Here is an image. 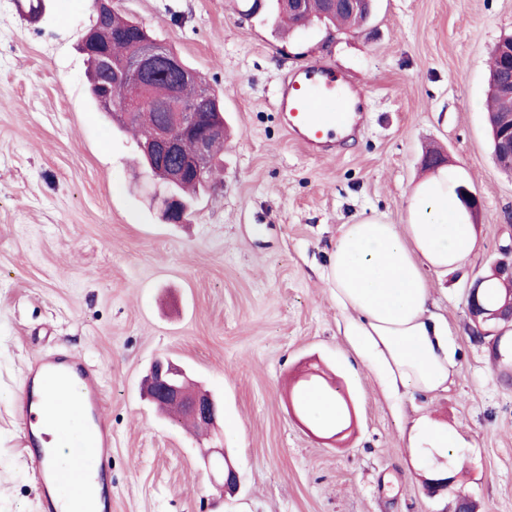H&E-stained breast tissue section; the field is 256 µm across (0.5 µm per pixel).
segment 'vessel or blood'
<instances>
[{
    "mask_svg": "<svg viewBox=\"0 0 512 512\" xmlns=\"http://www.w3.org/2000/svg\"><path fill=\"white\" fill-rule=\"evenodd\" d=\"M344 76L312 64L281 82L275 101L288 137L307 153L331 156L364 118L367 86L343 92ZM101 380L69 352L40 357L27 369L17 417L25 459L32 468L42 512H112L101 495L90 503L88 490L106 484L112 433L102 412Z\"/></svg>",
    "mask_w": 512,
    "mask_h": 512,
    "instance_id": "vessel-or-blood-1",
    "label": "vessel or blood"
}]
</instances>
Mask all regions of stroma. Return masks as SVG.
Returning a JSON list of instances; mask_svg holds the SVG:
<instances>
[{"instance_id":"obj_1","label":"stroma","mask_w":512,"mask_h":512,"mask_svg":"<svg viewBox=\"0 0 512 512\" xmlns=\"http://www.w3.org/2000/svg\"><path fill=\"white\" fill-rule=\"evenodd\" d=\"M116 10L202 75L224 102L218 174L167 223L130 133L91 100L80 39L90 0H45L40 19L0 0V512H40L18 446L25 371L65 350L96 368L112 430V512H512V369L471 334L466 291L512 241V174L487 121L488 62L512 37V0H377L370 22L293 34L224 0H115ZM320 62L369 87L366 121L335 156L290 141L273 108L294 70ZM441 150L481 199L477 251L432 274L459 349L448 392L393 407L343 338L325 282L341 224L407 221ZM165 357L223 406L200 434L142 394ZM321 376L346 409L334 435L299 410ZM429 415L467 442L442 495L404 434ZM224 449L236 493L211 482Z\"/></svg>"}]
</instances>
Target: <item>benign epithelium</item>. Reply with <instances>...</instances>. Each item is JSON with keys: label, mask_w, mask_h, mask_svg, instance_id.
Instances as JSON below:
<instances>
[{"label": "benign epithelium", "mask_w": 512, "mask_h": 512, "mask_svg": "<svg viewBox=\"0 0 512 512\" xmlns=\"http://www.w3.org/2000/svg\"><path fill=\"white\" fill-rule=\"evenodd\" d=\"M161 65L176 74L178 83L172 85L168 92L153 137L142 143L140 149L146 161V175L166 188L161 198L163 217L167 222L177 224L189 214L190 206L175 193V188L190 178L204 183L210 180L211 146L224 138V126L203 120L181 99L178 85L196 83V72L188 68L177 54L151 37L139 40L122 64L129 106L135 107L145 100L155 71ZM187 139L194 141V149L190 152L183 151V141ZM493 148L498 155L512 156V113L502 116L493 126ZM493 266L500 277L512 282V242L500 246L499 257ZM484 281L485 278L480 277L468 288L467 307L475 323L476 335L497 336L500 331L490 329L488 325L503 316L512 322V307L507 311H489L482 307L479 292ZM180 371L181 368L169 360L156 359L144 379V384L152 387L147 396L158 405L171 404L183 408L206 427L214 425L218 415L217 404L206 394L191 393L188 382L177 381Z\"/></svg>", "instance_id": "7a95c632"}]
</instances>
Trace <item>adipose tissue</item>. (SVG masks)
Segmentation results:
<instances>
[{
	"label": "adipose tissue",
	"mask_w": 512,
	"mask_h": 512,
	"mask_svg": "<svg viewBox=\"0 0 512 512\" xmlns=\"http://www.w3.org/2000/svg\"><path fill=\"white\" fill-rule=\"evenodd\" d=\"M456 186L450 170H438L409 196L405 224L377 214L355 218L340 226L328 256L325 278L345 319V339L397 404L447 391L457 373L456 347L447 320L433 309L429 278L459 268L477 249ZM407 445L460 456L447 430L425 416L414 420Z\"/></svg>",
	"instance_id": "adipose-tissue-1"
}]
</instances>
